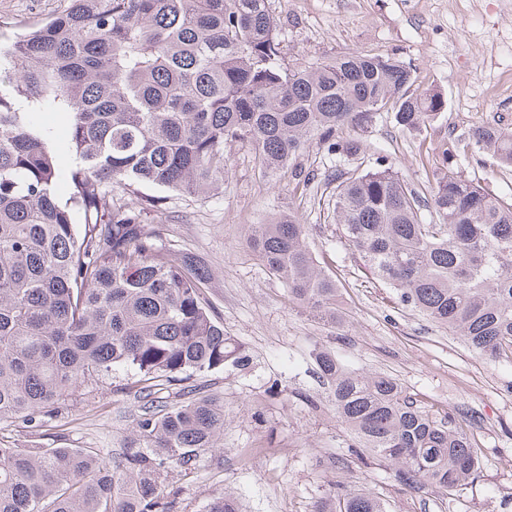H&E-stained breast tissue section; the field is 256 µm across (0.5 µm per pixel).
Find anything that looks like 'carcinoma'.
<instances>
[{
    "mask_svg": "<svg viewBox=\"0 0 512 512\" xmlns=\"http://www.w3.org/2000/svg\"><path fill=\"white\" fill-rule=\"evenodd\" d=\"M416 70L394 54L348 53L287 65L268 0H68L67 8L0 33V422L33 428L61 401L118 368L143 402L123 460L85 448L0 442V512H172L158 485L166 465L218 448L224 402L198 393L154 407L159 387L249 362L204 297L210 278L192 253L173 257L146 223L160 191L208 194L224 182L226 147L252 153L263 179L288 169L296 189L319 184L297 160L316 146L368 154L382 112L413 131L444 97L412 90ZM68 125L71 163L39 120ZM512 168V131L474 126L463 150ZM456 145L422 192L371 154L336 170L333 220L369 271L401 302L459 336L473 352L512 359V202L464 178ZM118 186L137 204L113 203ZM292 213L252 227L248 243L291 297L336 311L338 288ZM318 366L336 417L357 447L390 463L394 480L446 494L479 468L452 416L425 409L396 379ZM208 512H239L230 495ZM314 512H385L371 493L336 492Z\"/></svg>",
    "mask_w": 512,
    "mask_h": 512,
    "instance_id": "1",
    "label": "carcinoma"
}]
</instances>
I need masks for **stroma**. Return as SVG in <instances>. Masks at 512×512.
Listing matches in <instances>:
<instances>
[{
  "instance_id": "1",
  "label": "stroma",
  "mask_w": 512,
  "mask_h": 512,
  "mask_svg": "<svg viewBox=\"0 0 512 512\" xmlns=\"http://www.w3.org/2000/svg\"><path fill=\"white\" fill-rule=\"evenodd\" d=\"M280 25L287 64L349 52L394 53L417 68V88L439 91L446 107L421 130H400L385 114L366 139L388 154L419 189H427L447 140L496 122L512 129V0H268ZM67 0H0V27L38 21ZM228 175L208 195L168 194L150 222L160 245L188 250L211 270L204 290L226 335L242 343L247 368L200 378L224 400L221 447L200 452L189 468L170 467L159 483L177 490L174 512H206L233 496L240 512H313L342 484L379 496L389 512H512V360L472 352L447 329L402 304L376 280L330 216L328 197L303 194L285 173L264 181L248 151H225ZM468 180L512 199V168L493 158H462ZM289 211L306 227L310 250L336 280L337 317H319L288 294L247 245L252 225ZM327 350L349 368L396 378L427 409L471 413L467 422L480 469L461 491L442 494L395 481L387 463L351 455L349 434L330 402L315 353ZM126 370L92 383L40 428L15 422L18 448H93L109 464L125 453L141 413L117 393Z\"/></svg>"
}]
</instances>
